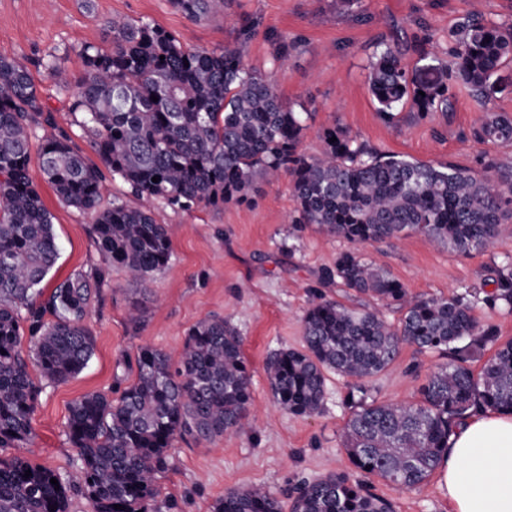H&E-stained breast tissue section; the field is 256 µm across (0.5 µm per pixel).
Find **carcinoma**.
<instances>
[{
  "instance_id": "carcinoma-1",
  "label": "carcinoma",
  "mask_w": 512,
  "mask_h": 512,
  "mask_svg": "<svg viewBox=\"0 0 512 512\" xmlns=\"http://www.w3.org/2000/svg\"><path fill=\"white\" fill-rule=\"evenodd\" d=\"M171 4L196 20L223 8L224 0ZM108 27L107 45L76 49L81 70L74 79L57 58L45 63L65 88H74L71 110L82 114L98 165L85 160L68 134H37L43 106L31 73L0 54V448L33 439L41 386L29 365L61 384L91 360L94 336L85 319L107 285V268L145 282L169 263L167 227L150 210L119 200L101 205L107 172L138 197L184 210L247 203L257 179L283 174L296 204L294 223L314 224L353 245L419 234L469 253L485 249L502 225L512 224V165L488 151L479 170L425 163L367 151L335 124L322 132L321 155L308 156L300 146L309 113L294 111L264 73L244 64L238 49H188L143 19H111ZM448 54L453 64L445 82L434 77L431 64L409 72L399 47L375 55L368 85L380 111L392 119L393 110L409 103L421 114L446 112L449 89L457 85L486 104L493 77L512 62V25L466 17ZM472 136L481 144H512V114L485 109ZM34 140L56 196L91 216L104 260L91 274L58 283L42 302L38 286L59 248L51 213L29 174ZM324 278L398 308L399 325L369 306L319 296L302 318V349L271 354L265 370L277 404L302 417L320 412L326 373L353 380L346 396L353 411L342 437L355 471L417 488L438 469L461 420L486 409L512 413V340L500 343L494 328L478 326L465 297L412 296L354 249L341 253ZM493 301L512 307V266L499 271ZM404 344L448 362L427 376L415 404L369 398L366 381L390 367ZM489 344L496 349L476 374L468 363ZM134 364L136 378L117 398L86 393L69 408L66 436L77 450L92 512H148L177 439L211 442L251 426L243 341L223 318L208 317L189 329L177 366L151 346L139 348ZM67 504L59 473L23 457H0V512H67ZM212 512H284V505L261 487L231 488ZM292 512H394V506L361 481L334 473L304 483Z\"/></svg>"
}]
</instances>
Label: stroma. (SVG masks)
<instances>
[{"label": "stroma", "mask_w": 512, "mask_h": 512, "mask_svg": "<svg viewBox=\"0 0 512 512\" xmlns=\"http://www.w3.org/2000/svg\"><path fill=\"white\" fill-rule=\"evenodd\" d=\"M473 16L490 23H512V0H227L223 11L190 20L170 0H0V54L30 70L41 102L51 110L43 134L66 132L87 159H94L90 138L71 110L67 89L45 69L50 57L78 72L74 50L84 44L105 45L112 18H143L173 33L186 48L216 50L238 47L246 66L266 74L294 111L312 118L301 144L310 156L323 149L320 132L338 124L357 143L427 163L448 160L477 166L485 147L471 136L484 108L512 113V64L496 81L487 107L471 92L453 90L448 112L419 115L399 108L395 120L378 110L368 89L373 55L402 44L403 63L415 71L423 62L414 47L425 43L440 67L452 63L448 44L457 24ZM254 29L242 35L244 21ZM288 41L286 57H278L279 41ZM29 173L53 216L59 257L46 286L89 270L100 257L91 234L90 215L58 199L45 181L39 157ZM171 240L167 268L145 283L120 268L95 298L86 324L95 337L88 366L65 384L44 386L33 417L32 442L18 456L59 471L77 481V454L65 425L71 403L100 391L118 396L135 378L129 367L145 345L171 356L181 352L188 330L208 317L229 321L243 338L251 372L252 411L249 435L214 442L177 441L171 466L159 475L155 512H211L230 488L263 486L291 503L299 486L330 473H352L341 430L351 409L342 378L328 374L321 414L295 416L274 401L265 372L268 356L280 349L301 348V316L317 295L350 304L354 297L339 283L321 280L325 269L349 250V243L320 232L315 225L295 223V203L287 180L258 181L248 203L197 207L189 211L160 201L146 204ZM358 252L387 269L412 294L464 296L481 326H491L500 341L512 339V308L491 303L497 271L512 257V235L490 249L469 254L436 246L413 235L402 240L358 245ZM144 310L141 324L128 320L132 303ZM440 358L403 346L397 361L372 378L369 395L390 404L414 403L418 389ZM373 493L390 500L396 512H453L438 476L416 489H403L372 476Z\"/></svg>", "instance_id": "1"}]
</instances>
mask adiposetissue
<instances>
[{
    "label": "adipose tissue",
    "mask_w": 512,
    "mask_h": 512,
    "mask_svg": "<svg viewBox=\"0 0 512 512\" xmlns=\"http://www.w3.org/2000/svg\"><path fill=\"white\" fill-rule=\"evenodd\" d=\"M439 473L454 512H512V415L480 412L459 423Z\"/></svg>",
    "instance_id": "ef3b65f1"
}]
</instances>
